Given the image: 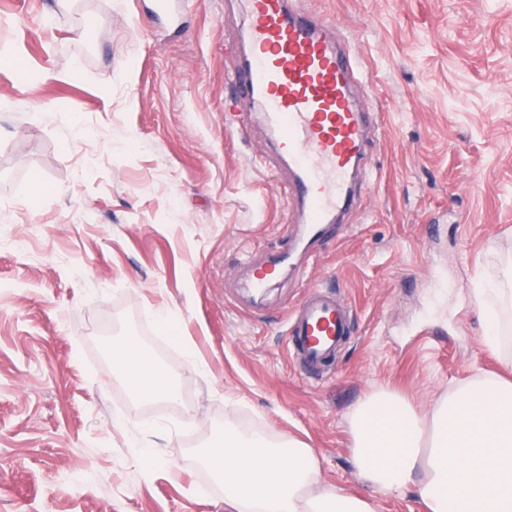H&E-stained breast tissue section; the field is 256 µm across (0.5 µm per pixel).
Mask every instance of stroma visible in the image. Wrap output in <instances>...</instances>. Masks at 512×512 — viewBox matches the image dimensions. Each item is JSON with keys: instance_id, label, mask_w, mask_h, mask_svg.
<instances>
[{"instance_id": "35a3bbf8", "label": "stroma", "mask_w": 512, "mask_h": 512, "mask_svg": "<svg viewBox=\"0 0 512 512\" xmlns=\"http://www.w3.org/2000/svg\"><path fill=\"white\" fill-rule=\"evenodd\" d=\"M154 2L0 0V47L41 74L0 67V512H224L198 454L228 423L306 441L376 512H425L359 478L347 421L512 363L476 299L512 268V0H306L354 38L379 128L356 209L258 297L252 266L302 226L262 107L225 82L238 0H181L176 26ZM312 285L354 328L314 377L285 335ZM125 338L175 399L114 374Z\"/></svg>"}]
</instances>
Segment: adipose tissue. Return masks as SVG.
Here are the masks:
<instances>
[{
	"label": "adipose tissue",
	"instance_id": "1",
	"mask_svg": "<svg viewBox=\"0 0 512 512\" xmlns=\"http://www.w3.org/2000/svg\"><path fill=\"white\" fill-rule=\"evenodd\" d=\"M477 302L494 348L512 343V282ZM115 371L140 397L172 396L169 377L135 343L110 349ZM353 458L374 491L413 488L427 512H512V380L481 373L418 412L398 394H370L349 419ZM224 486L226 512H375L371 500L322 480L313 449L298 439L225 426L200 453Z\"/></svg>",
	"mask_w": 512,
	"mask_h": 512
}]
</instances>
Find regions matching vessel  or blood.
<instances>
[{"instance_id":"1","label":"vessel or blood","mask_w":512,"mask_h":512,"mask_svg":"<svg viewBox=\"0 0 512 512\" xmlns=\"http://www.w3.org/2000/svg\"><path fill=\"white\" fill-rule=\"evenodd\" d=\"M241 3L248 50L231 59L227 74L267 114L277 153L291 165L289 196L302 211L306 237L317 240L351 208L353 174L372 151L355 95L366 73L328 17L292 0ZM286 334L292 361L318 370L349 336V315L317 289L290 317Z\"/></svg>"}]
</instances>
